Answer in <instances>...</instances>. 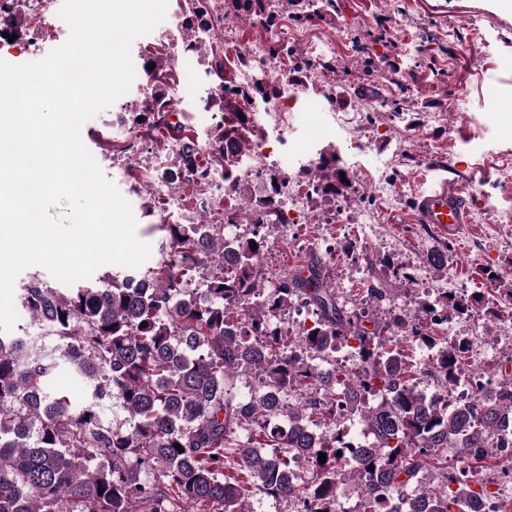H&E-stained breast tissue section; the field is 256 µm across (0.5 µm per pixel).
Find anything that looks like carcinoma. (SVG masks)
<instances>
[{"mask_svg":"<svg viewBox=\"0 0 512 512\" xmlns=\"http://www.w3.org/2000/svg\"><path fill=\"white\" fill-rule=\"evenodd\" d=\"M298 0H224V20L263 28L279 24ZM23 0L0 15V39L20 26ZM184 51L210 47L205 62L227 125L216 126L210 145L216 166L242 153L243 132L256 102L274 106L308 78L310 62L286 45L276 48L291 67L276 78L224 82V58L211 47L209 0H186ZM171 66L144 59L150 94L134 113L133 127L169 135L180 144L176 172L199 171L195 142L176 136L168 120ZM315 193L336 194L351 183L336 154L316 163ZM285 178L269 177L264 206L250 211L252 235L227 240L219 224L163 223L158 257L122 276L103 274L76 288H56L33 275L20 305L49 344L0 335V512H249L246 499L293 498L307 512H339V489L351 482L369 512H471L476 497L489 496L484 470L496 462L489 440L512 424V375H490L472 399L448 410V394L466 372L463 351L439 349L441 392L418 390L422 366L386 348L380 334L409 322L394 315L385 325L365 326L368 312L352 313L321 266L306 264L280 275L275 287H257L259 261L269 249L266 217ZM480 302L441 292L420 303L412 342L437 347V309L466 315ZM303 304L312 326L288 335L280 314ZM354 340L360 370L343 368L323 379L295 357L304 349L334 353ZM91 384L90 398L75 404L50 391L61 368ZM259 376L240 393L238 379ZM323 386L324 400L310 412L305 401L280 404L282 393L304 396ZM383 398L370 404L364 392ZM112 406L117 418L104 419ZM361 419L369 445L351 455L352 433L340 428L336 407ZM183 451H178L176 446ZM482 448L481 454L472 449ZM326 454L319 462V453ZM453 456H448V453ZM304 461V476L295 475ZM407 494L392 511L386 497Z\"/></svg>","mask_w":512,"mask_h":512,"instance_id":"obj_1","label":"carcinoma"}]
</instances>
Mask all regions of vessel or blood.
<instances>
[{
	"instance_id": "1",
	"label": "vessel or blood",
	"mask_w": 512,
	"mask_h": 512,
	"mask_svg": "<svg viewBox=\"0 0 512 512\" xmlns=\"http://www.w3.org/2000/svg\"><path fill=\"white\" fill-rule=\"evenodd\" d=\"M469 186L459 180L440 179L413 200V216L417 223L436 229L443 236L455 232L470 221L467 203Z\"/></svg>"
}]
</instances>
